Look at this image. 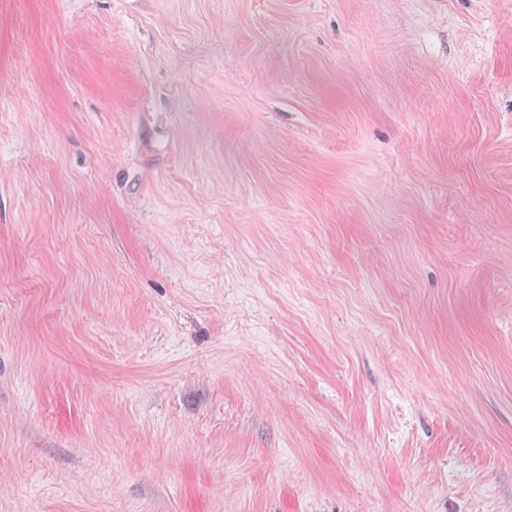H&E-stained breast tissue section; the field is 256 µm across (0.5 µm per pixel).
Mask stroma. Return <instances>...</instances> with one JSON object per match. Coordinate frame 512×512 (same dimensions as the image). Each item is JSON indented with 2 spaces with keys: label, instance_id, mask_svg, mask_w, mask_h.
Listing matches in <instances>:
<instances>
[{
  "label": "stroma",
  "instance_id": "obj_1",
  "mask_svg": "<svg viewBox=\"0 0 512 512\" xmlns=\"http://www.w3.org/2000/svg\"><path fill=\"white\" fill-rule=\"evenodd\" d=\"M0 512H512V0H0Z\"/></svg>",
  "mask_w": 512,
  "mask_h": 512
}]
</instances>
